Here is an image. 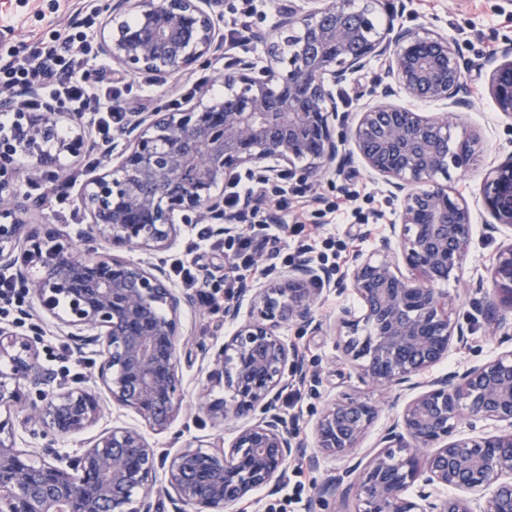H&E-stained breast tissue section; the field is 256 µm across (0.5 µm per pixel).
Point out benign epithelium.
<instances>
[{
  "mask_svg": "<svg viewBox=\"0 0 512 512\" xmlns=\"http://www.w3.org/2000/svg\"><path fill=\"white\" fill-rule=\"evenodd\" d=\"M218 0H116L101 50L120 75L141 70L185 73L222 38L214 19ZM288 0L282 25L293 31L262 65L240 60L224 71L237 87L221 98L200 95L185 112L137 114L126 128L116 166L93 177L79 196L89 218L83 253L52 232H24L19 214L28 204L17 195L12 168L20 151L34 159L33 179L56 166L64 152L83 144L67 140L60 123H78L52 104L43 112H18L11 135H0V269L15 271L20 288L38 298L66 301L56 331L77 349L92 346L99 358L93 388H65L40 360V339L0 326V409L28 400L20 426L47 442L43 460L30 463L15 446V424L0 418V512H233L254 493L274 487L301 444L279 412L288 383L306 380L303 364L279 328L296 321L316 333V303L325 290L350 286L361 306L344 309L336 347L360 379L382 387L412 386L438 365L452 342L464 344L451 319L448 295L434 285L459 271L467 259L473 214L448 193L436 175L449 167L467 170L481 155L471 132L453 151L448 133L460 109H470L469 62L459 43L437 31L388 26L371 34L365 13L352 0ZM373 58L387 63L394 85L416 102H447L456 111L429 117L414 108L379 103L359 113L350 137L336 136L348 113L336 108V87ZM498 110L512 118V39L478 66ZM352 142L364 167L383 178L399 201L391 234L413 270L397 268L391 239L351 257L347 272L307 257L285 270L271 268L267 281L240 289L224 307L235 325L214 354L202 343L181 340L180 311L188 298L172 287L160 254L193 217H224V198L214 194L224 173L244 168L266 180L300 169L313 177L331 164L341 167L342 146ZM481 192L493 223L512 230V154L490 167ZM25 237L20 253L16 242ZM143 251L131 259L124 251ZM36 269L31 274L30 269ZM478 310L496 333L508 334L512 314V244L501 250L479 282ZM192 354L212 357L209 380L231 399L199 407L215 425L247 419L229 444L215 437L188 443L160 456L136 427L101 432L81 453L68 457L57 439L97 422L98 390L137 414L157 432L167 430L184 402L180 368ZM376 417L361 398L328 403L313 424L315 452L351 456ZM471 429L492 422L496 432L457 435L461 419ZM164 481L157 482V469ZM353 502L357 512H512V350L438 376L412 397L365 463L338 468L316 489L321 512Z\"/></svg>",
  "mask_w": 512,
  "mask_h": 512,
  "instance_id": "benign-epithelium-1",
  "label": "benign epithelium"
}]
</instances>
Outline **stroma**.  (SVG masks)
Returning <instances> with one entry per match:
<instances>
[{
	"mask_svg": "<svg viewBox=\"0 0 512 512\" xmlns=\"http://www.w3.org/2000/svg\"><path fill=\"white\" fill-rule=\"evenodd\" d=\"M286 0H258V13L248 32L249 49H219L200 59L188 74H166L157 76L154 85H147V72L129 76V87L122 95V104L127 112L171 111V102L180 98L187 83L204 76L223 77L225 68L237 60H263L271 43H283L288 35L281 26L282 6ZM79 0H0V53L10 47L21 46L33 35H42L49 30L67 31L71 17ZM405 9L400 18L409 27L437 30L454 36L462 46L465 56L478 65L484 62L487 47L497 46L503 36L512 37V0H404ZM355 8L369 7L370 17L376 29L382 30L393 18L390 5L368 4L367 0H355ZM385 64L374 59L360 72L349 76L336 91L340 111L355 113L373 100L372 91L383 79ZM471 90L476 102L475 110L465 113L462 128L452 131L453 139H460L463 129L481 134L485 152L473 163L468 172L456 169L448 171V189L451 195L463 199L476 218L469 243V253L462 269L440 288L452 301V318L465 332L467 345L463 349H450L438 365L435 373L460 371L485 362L504 350L502 336H493L480 312L472 306L476 296V282L485 266L491 265L502 246L512 242V235L487 230L484 221L487 212L480 195V184L488 163L494 158H505L512 153V119L504 117L493 104L485 80H472ZM85 141L79 153L62 157L57 168L60 177L78 173L77 182L69 188L66 200H58L51 184L39 182L31 185L28 172L17 169L15 189L19 196L32 200V207L21 213L26 224H48L73 241H81L88 233V219L80 214L77 198L91 178L84 166L88 158L99 153L98 140L90 125L81 129ZM290 185L303 188L308 201L309 221L319 227L321 237L317 252H324V238L334 241L335 249L348 252L373 250L379 240L388 235L389 226L398 207L388 186L367 173L356 155H348L343 171L327 170L312 178L293 176ZM355 194L351 202L352 217L331 218L326 210L330 202ZM167 260L182 259L196 264L200 274L208 278L209 293L224 289V277L231 274L236 261L231 240L211 237L207 246L197 244L196 231L192 225H184L183 233L166 252ZM189 299L180 315L181 327L186 340L203 342L212 349H219L224 338L233 328L225 323L224 313L201 305L198 289L187 290ZM290 347L296 348L304 359L307 379L301 388L302 407L299 413L298 437L312 443L311 424L327 400L342 395L361 396L372 401L378 408L373 423L363 435L358 453L369 458L376 449L380 433L399 414L404 401L396 393L380 390L361 383L356 374L339 359L335 336H314L298 322L284 323L280 329ZM96 357L92 349H73L64 337L58 336L53 327H46L40 345V361L58 372L59 383L80 387L89 383L95 372ZM207 365L193 356L182 362V385L187 411L181 412L171 427L159 434L151 435L156 448L176 453L191 440L207 439L224 435L234 436V422H226L223 428L212 425L206 413L196 407L197 395L204 382Z\"/></svg>",
	"mask_w": 512,
	"mask_h": 512,
	"instance_id": "obj_1",
	"label": "stroma"
}]
</instances>
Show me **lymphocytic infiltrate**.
<instances>
[{
	"label": "lymphocytic infiltrate",
	"mask_w": 512,
	"mask_h": 512,
	"mask_svg": "<svg viewBox=\"0 0 512 512\" xmlns=\"http://www.w3.org/2000/svg\"><path fill=\"white\" fill-rule=\"evenodd\" d=\"M96 18V10H89L67 35L53 30L25 44L23 57H0V89L18 92L39 88L49 98L68 104L79 117L88 118L97 139L108 145L113 134L125 129L128 114L120 102L121 89L113 86L96 63ZM303 196V190L285 185L270 196L257 186L229 180L224 189V210L242 224L243 231L236 240L241 262L235 275L224 280L225 296H232L242 280L256 274V251L266 249L280 256L289 236L305 232L304 209L299 205ZM268 197L277 210H293L292 223L269 216V208L264 205Z\"/></svg>",
	"instance_id": "obj_1"
}]
</instances>
